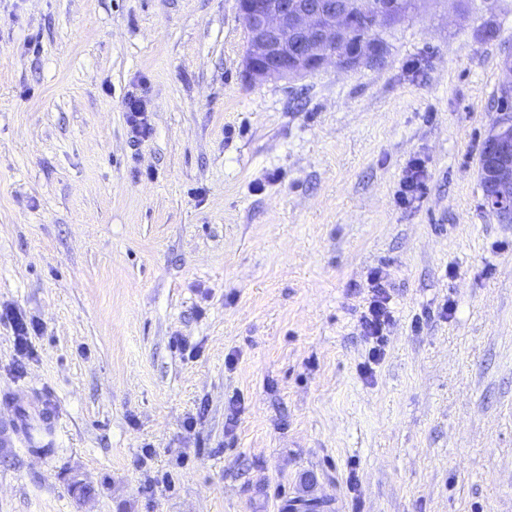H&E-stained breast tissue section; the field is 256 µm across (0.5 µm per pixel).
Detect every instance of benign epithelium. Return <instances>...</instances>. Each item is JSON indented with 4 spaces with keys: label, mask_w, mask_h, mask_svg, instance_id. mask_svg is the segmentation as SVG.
<instances>
[{
    "label": "benign epithelium",
    "mask_w": 512,
    "mask_h": 512,
    "mask_svg": "<svg viewBox=\"0 0 512 512\" xmlns=\"http://www.w3.org/2000/svg\"><path fill=\"white\" fill-rule=\"evenodd\" d=\"M246 48L244 75L259 85L268 80L294 81L328 64L352 70L379 63L387 52L382 33L390 28L392 0L372 20L374 35L351 47L352 34L338 0H237ZM501 88L512 90V52L500 63ZM480 176L494 191L486 207L499 219L512 217V115L502 112L483 142Z\"/></svg>",
    "instance_id": "7a95c632"
}]
</instances>
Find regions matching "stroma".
<instances>
[{
	"label": "stroma",
	"instance_id": "35a3bbf8",
	"mask_svg": "<svg viewBox=\"0 0 512 512\" xmlns=\"http://www.w3.org/2000/svg\"><path fill=\"white\" fill-rule=\"evenodd\" d=\"M385 39L253 85L237 0H0V421L58 422L0 447V512H512V223L478 176L512 0ZM126 124L128 134L132 141L139 142L145 138L150 131L148 112L142 100L131 94L127 100ZM372 288H374L373 300L360 319L363 335L368 337L374 346L369 350L368 362L364 366L365 373H371L372 364L380 362L384 355V343L387 331L393 322V314L390 307V296L386 290L385 275L381 271L371 274Z\"/></svg>",
	"mask_w": 512,
	"mask_h": 512
}]
</instances>
